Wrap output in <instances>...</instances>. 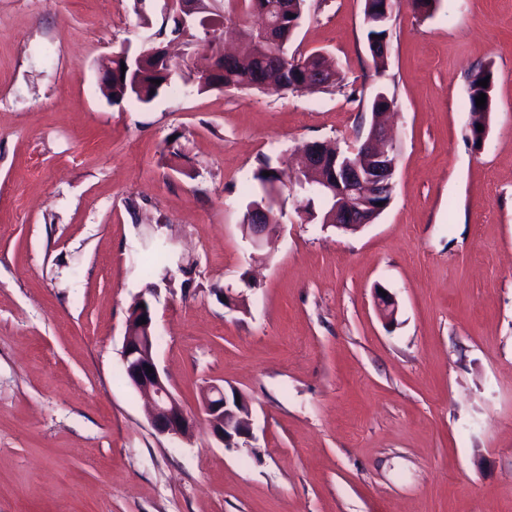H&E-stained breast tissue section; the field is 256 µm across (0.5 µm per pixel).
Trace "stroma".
<instances>
[{"label":"stroma","instance_id":"1","mask_svg":"<svg viewBox=\"0 0 512 512\" xmlns=\"http://www.w3.org/2000/svg\"><path fill=\"white\" fill-rule=\"evenodd\" d=\"M363 5L307 0L288 44L336 64L332 90L201 92L186 73L113 103L98 65L137 51L164 0H0V512H512V0L429 16L400 0L381 75ZM381 91L388 206L346 233L286 196L254 249L241 222L261 160L347 146ZM158 245L182 260L168 283L134 262ZM143 297L182 405L224 385L252 439L151 427L121 361Z\"/></svg>","mask_w":512,"mask_h":512}]
</instances>
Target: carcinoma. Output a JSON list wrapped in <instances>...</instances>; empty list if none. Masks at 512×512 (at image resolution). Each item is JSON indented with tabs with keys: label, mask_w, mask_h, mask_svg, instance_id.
I'll return each instance as SVG.
<instances>
[{
	"label": "carcinoma",
	"mask_w": 512,
	"mask_h": 512,
	"mask_svg": "<svg viewBox=\"0 0 512 512\" xmlns=\"http://www.w3.org/2000/svg\"><path fill=\"white\" fill-rule=\"evenodd\" d=\"M201 5L197 12L198 23L188 30L171 29V32L187 34V44L193 47L214 50L219 46L221 35L218 34L219 26L223 24L224 15L218 12L211 4V0H200ZM247 8H261L270 5L268 18L270 22L278 23L276 28L278 42L261 43V31L253 25H242L235 29L240 43V52L224 62V74L221 76H198V91L207 90L218 85L228 89H253L262 88L264 79L273 76L276 87H287L294 93L306 82V73L310 70H318L322 79L317 84V89L327 91L341 81L340 73L336 70L322 69L323 58L318 54L308 56H290L286 52L285 45L298 28L303 17L305 0H296L297 11L278 16L276 5L279 0H242ZM363 15L366 17L365 37L367 42L384 40L389 36V23L391 18L384 17L383 0H364ZM125 56L112 60V101L120 102L127 98H134L140 102L151 101L163 87L170 82L172 77L183 69L190 67L189 59H166L161 53L145 54L143 52L128 53L123 50ZM490 75L485 69H478L471 74L469 84L470 111H482L476 106V97L485 92V87L478 82ZM159 79L161 83L155 84L153 80ZM269 175H264V172ZM253 179L259 184L260 198L248 203V206L263 204L267 189L282 184L276 168L266 158L253 174ZM333 203L327 196L318 192L304 193L303 211L308 215V221H318L320 224L328 223ZM143 270L148 277L167 278L171 272L170 253L164 250L153 251L144 256L142 260Z\"/></svg>",
	"instance_id": "1"
}]
</instances>
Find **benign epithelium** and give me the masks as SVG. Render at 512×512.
Here are the masks:
<instances>
[{
	"label": "benign epithelium",
	"mask_w": 512,
	"mask_h": 512,
	"mask_svg": "<svg viewBox=\"0 0 512 512\" xmlns=\"http://www.w3.org/2000/svg\"><path fill=\"white\" fill-rule=\"evenodd\" d=\"M379 111L372 113L366 134L357 136L355 144L343 150L335 148L332 163L333 177L321 179V186L336 194L333 227L345 232H357L373 223L384 210L378 200L391 197L392 178L397 161V145L389 134L384 118L392 103L377 99ZM321 142L308 144L297 172L300 181L318 177L328 154ZM267 211L263 207L252 210L253 223L246 225V238L255 249L273 229L263 223ZM379 315L388 323L395 320L398 303L392 294L382 296L375 292ZM146 323L125 329L121 350L124 375L127 382L146 401L152 428L160 435L189 439L197 428L198 416L205 418L210 435L227 450L239 448V441L253 436L252 411L245 401L232 402L224 387L206 386L200 396L199 413L187 411L172 391L157 361L155 343V314L152 307L138 311ZM153 372H148V369Z\"/></svg>",
	"instance_id": "1"
}]
</instances>
